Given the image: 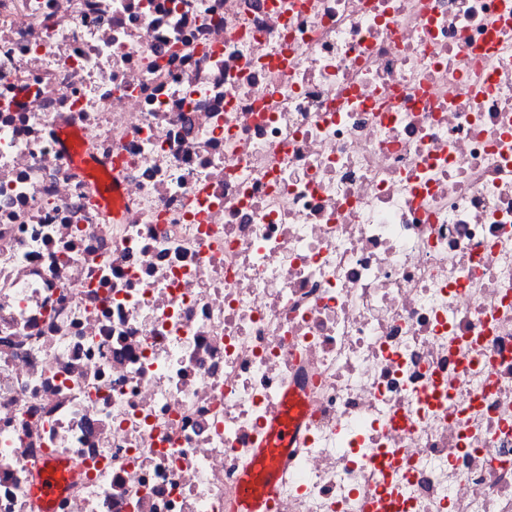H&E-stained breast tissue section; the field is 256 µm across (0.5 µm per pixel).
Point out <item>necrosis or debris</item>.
<instances>
[{
    "instance_id": "obj_1",
    "label": "necrosis or debris",
    "mask_w": 512,
    "mask_h": 512,
    "mask_svg": "<svg viewBox=\"0 0 512 512\" xmlns=\"http://www.w3.org/2000/svg\"><path fill=\"white\" fill-rule=\"evenodd\" d=\"M286 408L265 512H512V0H0V512Z\"/></svg>"
}]
</instances>
